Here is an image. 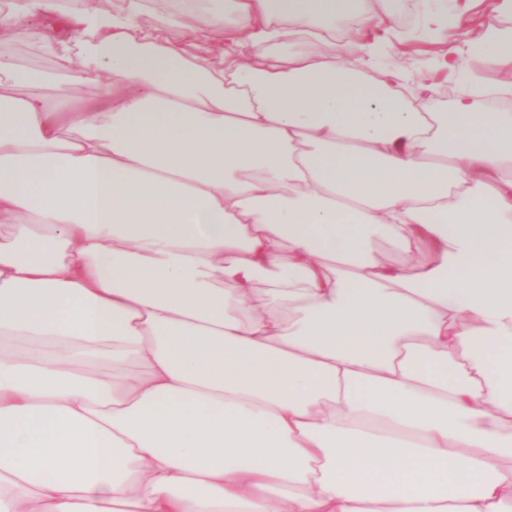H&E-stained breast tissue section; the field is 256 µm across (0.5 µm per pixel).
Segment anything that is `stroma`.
Listing matches in <instances>:
<instances>
[{
	"label": "stroma",
	"mask_w": 512,
	"mask_h": 512,
	"mask_svg": "<svg viewBox=\"0 0 512 512\" xmlns=\"http://www.w3.org/2000/svg\"><path fill=\"white\" fill-rule=\"evenodd\" d=\"M363 11L380 21V50L371 56L352 53L351 34L344 20H337L326 41L312 45V52L334 55L361 66L374 76L385 70L404 75L403 87L410 101L422 100L419 84L429 87L427 104L433 111H446L464 90L477 97L488 95L512 99V61L486 64L482 44L492 34H512V0H418L412 16H405L404 0H359ZM212 0H204L201 9L189 11L187 21L179 27L164 25V18L179 9L178 0H146L141 15L145 30H159L166 40L182 43L187 53L200 44H217L224 40V30L209 23ZM440 23L430 27L427 16ZM40 18H33L12 41L0 44V61L33 70H50L54 59L38 38ZM461 59L457 69L437 66L442 56Z\"/></svg>",
	"instance_id": "stroma-1"
}]
</instances>
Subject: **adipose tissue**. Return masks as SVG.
Masks as SVG:
<instances>
[{"label": "adipose tissue", "mask_w": 512, "mask_h": 512, "mask_svg": "<svg viewBox=\"0 0 512 512\" xmlns=\"http://www.w3.org/2000/svg\"><path fill=\"white\" fill-rule=\"evenodd\" d=\"M229 8L0 7L55 58L0 64V512H512V113L305 51L376 49L352 0ZM179 0H146V10L141 15V26L146 31L160 29L162 37L173 42H181L187 54L197 51L199 46L224 42V27H215L209 24V11L213 8L211 0H203L200 10L188 11V20L183 26H163L164 18L170 12L180 9ZM191 30H194L193 33ZM202 39L200 41L199 39ZM15 91L19 94H42L47 97L67 93L74 100L92 99L101 95V89L96 86L66 83L53 86L28 85L17 87Z\"/></svg>", "instance_id": "obj_1"}]
</instances>
